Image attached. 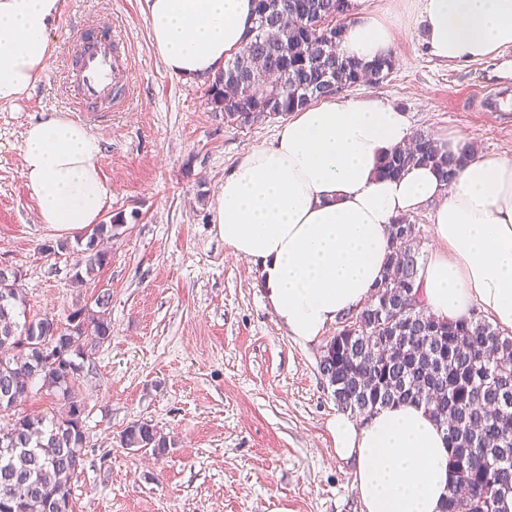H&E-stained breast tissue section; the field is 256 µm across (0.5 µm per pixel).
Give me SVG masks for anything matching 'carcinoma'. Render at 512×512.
<instances>
[{
	"label": "carcinoma",
	"mask_w": 512,
	"mask_h": 512,
	"mask_svg": "<svg viewBox=\"0 0 512 512\" xmlns=\"http://www.w3.org/2000/svg\"><path fill=\"white\" fill-rule=\"evenodd\" d=\"M293 0H256L260 38L227 59L224 71L208 83L212 111L224 123L243 128L299 110L318 99L314 88L326 78L339 85L379 86L392 73L388 56L370 64L336 58L330 40H341V14L354 0H305L306 13H294ZM465 161L441 152L423 131L387 155L386 177L414 165H431L450 184ZM120 216L95 224L78 263L90 273L107 263L97 241L112 238ZM420 231L408 218L390 227L388 270L374 298L348 314L364 327L342 332L341 349L321 359L320 372L336 407L356 417L371 416L400 402L422 404L448 435L454 485L466 496H448L445 512H501L512 494V336L472 318L449 322L427 311L421 301L418 270ZM16 271L0 269V512H60L71 503V486L83 470L85 406L79 396L85 348L109 340V296L66 315L67 327L53 314L21 323L25 305ZM45 390L61 396L65 416L45 419L24 409ZM127 450L162 456L167 437L155 426L136 421L120 435Z\"/></svg>",
	"instance_id": "cac0c4a2"
}]
</instances>
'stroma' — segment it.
Segmentation results:
<instances>
[{
  "mask_svg": "<svg viewBox=\"0 0 512 512\" xmlns=\"http://www.w3.org/2000/svg\"><path fill=\"white\" fill-rule=\"evenodd\" d=\"M364 6L389 24L395 68L356 94L389 100L412 130L459 134L480 153L512 158V47L449 64L430 53L417 0ZM105 16L130 53L132 101L80 112L66 93L73 47ZM49 37L36 87L0 105V268L20 272L30 320L110 294L112 337L81 362L87 433L73 512H363L353 466L327 429L337 407L319 371L325 340L289 336L258 265L229 254L211 222L215 189L247 151L272 142L279 118L224 124L207 83L165 69L146 0H63ZM53 112L100 139L112 183L105 215L126 219L104 244L108 264L80 280V230L40 223L20 170L26 127ZM136 421L167 437L168 454L120 447Z\"/></svg>",
  "mask_w": 512,
  "mask_h": 512,
  "instance_id": "obj_1",
  "label": "stroma"
}]
</instances>
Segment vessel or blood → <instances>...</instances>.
<instances>
[{"mask_svg":"<svg viewBox=\"0 0 512 512\" xmlns=\"http://www.w3.org/2000/svg\"><path fill=\"white\" fill-rule=\"evenodd\" d=\"M120 41V29L111 23L105 31L87 34L77 44L79 66L73 84L79 103L105 102L113 112L128 105L132 62L130 56L119 52Z\"/></svg>","mask_w":512,"mask_h":512,"instance_id":"b4317fda","label":"vessel or blood"}]
</instances>
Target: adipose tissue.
<instances>
[{"mask_svg": "<svg viewBox=\"0 0 512 512\" xmlns=\"http://www.w3.org/2000/svg\"><path fill=\"white\" fill-rule=\"evenodd\" d=\"M150 36L173 75L204 79L243 44L254 0H146ZM431 53L450 63L495 57L512 46V0H420ZM60 0H0V104L29 96L53 48ZM393 34L355 10L340 49L370 63L389 56ZM411 135L406 114L375 96H333L284 121L249 150L217 190L211 222L234 255L259 263L277 321L302 343L317 341L373 296L387 268L394 219L430 209L438 246L419 270L436 317L469 319L480 308L512 330V158L467 156L455 135L441 149L466 161L452 184L428 166L381 177V159ZM102 146L83 125L52 114L29 124L21 175L38 220L66 228L101 221L112 199ZM335 453L353 462L364 512H445L454 480L448 441L423 407L397 403L365 421L329 419Z\"/></svg>", "mask_w": 512, "mask_h": 512, "instance_id": "1", "label": "adipose tissue"}]
</instances>
